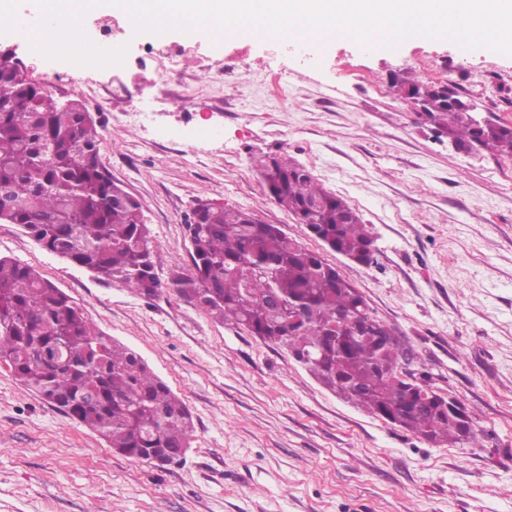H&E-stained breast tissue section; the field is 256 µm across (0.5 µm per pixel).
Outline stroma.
I'll use <instances>...</instances> for the list:
<instances>
[{
  "label": "stroma",
  "instance_id": "35a3bbf8",
  "mask_svg": "<svg viewBox=\"0 0 512 512\" xmlns=\"http://www.w3.org/2000/svg\"><path fill=\"white\" fill-rule=\"evenodd\" d=\"M189 42L187 108L148 88L138 105L151 122L95 114L102 162L143 207L160 279L188 269L184 220L200 201L324 251L253 165L297 161L375 233L376 264L326 259L413 349L435 391L468 408L481 445H435L389 424L247 330L171 291L148 300L101 281L2 221L0 257L33 266L140 355L185 401L195 432L180 463L132 460L0 369V512H512V159L458 151L389 87L402 73L449 83L479 118L510 125L512 56L422 37L388 51L339 40L325 56L232 37L224 54L237 75L219 84L197 62L209 40ZM271 72L287 98L272 93Z\"/></svg>",
  "mask_w": 512,
  "mask_h": 512
}]
</instances>
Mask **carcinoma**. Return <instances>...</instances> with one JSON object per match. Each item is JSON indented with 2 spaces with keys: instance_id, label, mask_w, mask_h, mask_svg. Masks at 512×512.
Listing matches in <instances>:
<instances>
[{
  "instance_id": "carcinoma-1",
  "label": "carcinoma",
  "mask_w": 512,
  "mask_h": 512,
  "mask_svg": "<svg viewBox=\"0 0 512 512\" xmlns=\"http://www.w3.org/2000/svg\"><path fill=\"white\" fill-rule=\"evenodd\" d=\"M391 88L462 147L512 158V127L479 124L453 85L394 76ZM102 134L77 100L64 107L31 85L0 44V221L45 250L141 298L164 289L224 324L288 352L337 395L432 443L478 444L460 403L400 379L417 364L394 329L324 256L248 211L199 202L185 223L191 265L164 283L142 205L101 162ZM269 196L328 250L369 266L370 225L304 166L258 159ZM0 365L120 455L158 467L181 461L193 416L134 351L93 329L70 297L33 267L0 257Z\"/></svg>"
}]
</instances>
